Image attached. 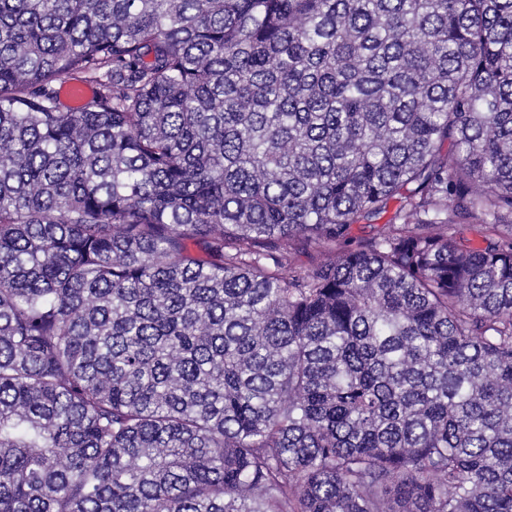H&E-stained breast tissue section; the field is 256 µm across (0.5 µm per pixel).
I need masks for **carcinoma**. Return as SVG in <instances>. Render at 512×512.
<instances>
[{
  "label": "carcinoma",
  "mask_w": 512,
  "mask_h": 512,
  "mask_svg": "<svg viewBox=\"0 0 512 512\" xmlns=\"http://www.w3.org/2000/svg\"><path fill=\"white\" fill-rule=\"evenodd\" d=\"M0 512H512V0H0Z\"/></svg>",
  "instance_id": "1"
}]
</instances>
